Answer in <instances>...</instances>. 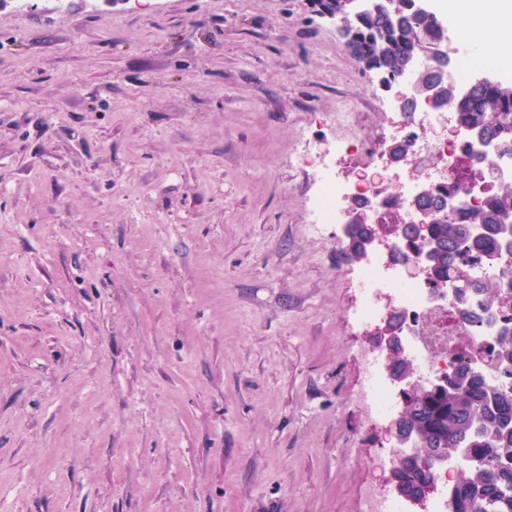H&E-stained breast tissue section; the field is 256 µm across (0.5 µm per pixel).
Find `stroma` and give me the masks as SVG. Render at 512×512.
<instances>
[{
    "mask_svg": "<svg viewBox=\"0 0 512 512\" xmlns=\"http://www.w3.org/2000/svg\"><path fill=\"white\" fill-rule=\"evenodd\" d=\"M347 105L392 138L307 0L0 7V512H362Z\"/></svg>",
    "mask_w": 512,
    "mask_h": 512,
    "instance_id": "obj_1",
    "label": "stroma"
}]
</instances>
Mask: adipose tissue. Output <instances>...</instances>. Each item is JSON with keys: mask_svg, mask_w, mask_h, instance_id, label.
<instances>
[{"mask_svg": "<svg viewBox=\"0 0 512 512\" xmlns=\"http://www.w3.org/2000/svg\"><path fill=\"white\" fill-rule=\"evenodd\" d=\"M441 8L452 25L469 20L468 35L483 42L485 62L512 72V0H442Z\"/></svg>", "mask_w": 512, "mask_h": 512, "instance_id": "adipose-tissue-1", "label": "adipose tissue"}]
</instances>
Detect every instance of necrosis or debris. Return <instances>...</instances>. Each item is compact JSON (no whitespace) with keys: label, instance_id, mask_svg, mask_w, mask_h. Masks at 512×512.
Masks as SVG:
<instances>
[{"label":"necrosis or debris","instance_id":"1","mask_svg":"<svg viewBox=\"0 0 512 512\" xmlns=\"http://www.w3.org/2000/svg\"><path fill=\"white\" fill-rule=\"evenodd\" d=\"M448 125L455 128V136L441 135V128ZM393 141L406 147L402 163L389 168L383 159H371L368 167L377 174L373 180L340 179L334 157H319L317 187L308 208L314 231L353 223L358 210L367 212L369 223H381L393 211H407L410 200L423 190L452 195L457 180L463 178L469 194L453 200L452 216L459 220L470 206L486 203L500 186L512 184V164L498 162L493 148L471 138L459 113L445 101L402 113ZM422 170L432 172V181L418 180ZM420 263L418 254L402 241L395 252H373L358 262L352 275L360 297L352 319L366 332L392 318L405 339L406 356L417 378L429 384L478 363L495 341L499 326L465 322L453 294H436L426 276L417 273ZM361 359L366 374L363 397L370 423L377 426L400 412L404 401L386 373L387 350L367 348ZM461 474V468L452 465L437 471L436 491L421 503L388 491L370 494L367 512H448V491Z\"/></svg>","mask_w":512,"mask_h":512}]
</instances>
